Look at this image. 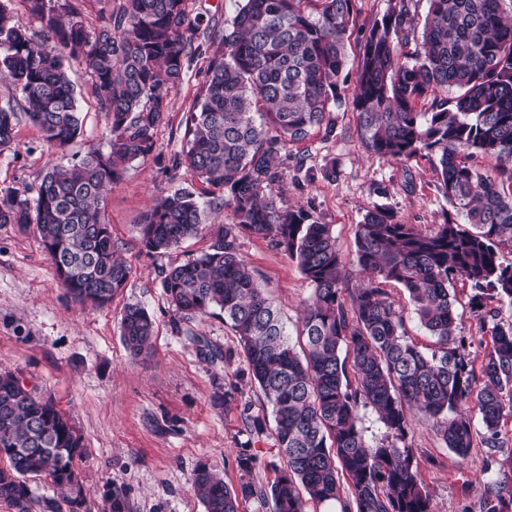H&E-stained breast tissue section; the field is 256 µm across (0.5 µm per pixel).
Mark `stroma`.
I'll return each mask as SVG.
<instances>
[{
  "label": "stroma",
  "mask_w": 512,
  "mask_h": 512,
  "mask_svg": "<svg viewBox=\"0 0 512 512\" xmlns=\"http://www.w3.org/2000/svg\"><path fill=\"white\" fill-rule=\"evenodd\" d=\"M212 49L200 42L185 64L183 82L171 89L169 106L145 158L128 165L105 196L117 255L130 270L126 288L111 303L94 308L75 302L56 276L35 226L0 224V371L14 373L26 388L51 399L70 418L87 445L75 467L85 486L84 512H104L105 488L127 493L131 512H206L191 488L198 465L209 466L231 487L242 480L236 459L252 454L253 481L270 486L284 467L273 430L251 433L248 418L266 413L258 388L244 376L245 357L237 336L219 310L191 321L179 320L162 288L167 271L207 252L213 232L230 223L226 211L208 214L204 228L169 252H150L140 226L151 205L177 189L200 202L220 199L223 188L190 175L178 158L186 147L184 115L205 77ZM82 130L67 149H50L25 109L20 90L0 80V104L17 110L10 145L0 148V200L33 192L51 166H66L88 146L106 147L108 117L92 90L90 72L72 63ZM333 133L317 128L288 148L287 201L311 209L331 225L344 275V293L366 281L357 265L355 233L368 211L390 209L396 219L429 229L443 223L453 207L439 190L433 155L407 163L366 152L358 138L356 114L333 112ZM335 169V179L323 170ZM242 258L262 282L267 296L296 325L311 288L294 260L270 241L244 236ZM455 330L467 353L482 361L491 348V320L469 306V283L456 280ZM386 291L404 318L406 335L421 351L436 350V339L420 326L407 291ZM138 304L154 319L152 351L132 359L120 336L126 305ZM223 353L220 362L202 352ZM228 394L226 404L215 394ZM503 444L486 447L474 436L466 458L446 448L418 411H411L406 443L427 487L431 512H482L490 479L512 490V411L501 420Z\"/></svg>",
  "instance_id": "1"
}]
</instances>
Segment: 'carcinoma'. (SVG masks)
Returning a JSON list of instances; mask_svg holds the SVG:
<instances>
[{
	"mask_svg": "<svg viewBox=\"0 0 512 512\" xmlns=\"http://www.w3.org/2000/svg\"><path fill=\"white\" fill-rule=\"evenodd\" d=\"M42 37L11 24L0 2V69L28 103L29 118L49 146L62 149L80 132L67 63L85 64L106 112L109 150L91 146L70 168L49 169L31 198L0 203V224H34L58 279L81 304L101 307L125 288L129 269L115 256L104 192L126 165L146 157L170 90L184 75L196 40L213 46L199 93L186 113V150L177 164L224 188L232 222L214 233L208 252L171 268L162 287L173 311L190 320L217 308L238 337L246 374L274 417L285 468L270 488L246 479L254 457L237 464L245 480L230 488L198 466L191 487L206 512H239L240 501L271 498L274 512H430L429 494L405 445L408 411L418 407L446 447L468 454L474 433L465 412L475 398L484 443L498 448L505 400L512 401V324L492 327V349L475 373L452 336L456 297L448 285L471 283V308L512 301V0H387L360 37L353 86L346 43L356 0H236L229 26H201L186 0H124L119 13L89 31L59 0H26ZM352 106L362 147L408 161L436 157L440 190L462 213L430 230L380 208L356 232V257L367 284L345 304L331 225L288 204L282 187L289 145ZM17 113L0 106V147L12 142ZM477 155L498 160L483 171ZM193 194L160 199L141 225L150 252H168L202 229ZM269 239L294 259L311 287L296 350L280 311L239 253V238ZM405 288L439 352L422 353L405 336L403 316L384 285ZM154 321L138 304L125 307L121 335L134 359L151 352ZM482 383H477V380ZM371 408L386 429L366 441L360 411ZM82 436L46 398L10 371L0 372V502L29 512L27 477L45 476L67 491L68 512L84 497L75 459ZM487 485L483 512H509L512 493ZM106 512H129L125 492L105 494Z\"/></svg>",
	"mask_w": 512,
	"mask_h": 512,
	"instance_id": "cac0c4a2",
	"label": "carcinoma"
}]
</instances>
